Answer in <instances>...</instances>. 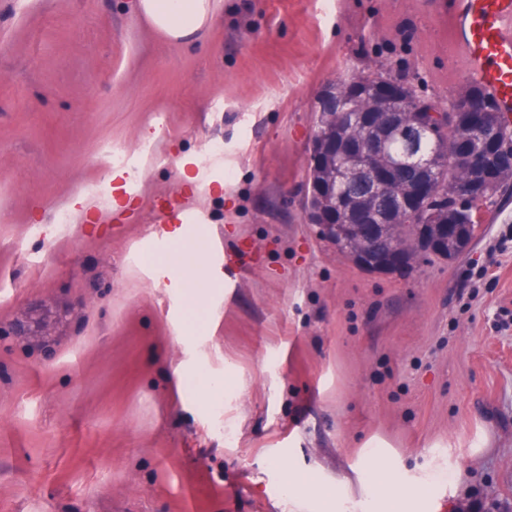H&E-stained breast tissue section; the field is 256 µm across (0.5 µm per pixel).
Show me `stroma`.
Masks as SVG:
<instances>
[{"label": "stroma", "instance_id": "stroma-1", "mask_svg": "<svg viewBox=\"0 0 512 512\" xmlns=\"http://www.w3.org/2000/svg\"><path fill=\"white\" fill-rule=\"evenodd\" d=\"M135 2L0 0V512H288L283 461L319 477L314 512L343 475L356 512H396V473L438 456L447 487L405 512H512V197L466 254L392 274L304 212L327 86L383 67L462 89L449 0H214L182 43ZM92 187L122 206L55 254ZM170 195L236 256L192 334L200 283L159 288L144 231ZM57 223L67 225H63V227L56 225L55 234L51 240V245L54 248L60 244H69L73 238L85 230V224H70V216L65 211L58 213Z\"/></svg>", "mask_w": 512, "mask_h": 512}]
</instances>
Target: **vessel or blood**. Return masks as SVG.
Segmentation results:
<instances>
[{
    "instance_id": "obj_1",
    "label": "vessel or blood",
    "mask_w": 512,
    "mask_h": 512,
    "mask_svg": "<svg viewBox=\"0 0 512 512\" xmlns=\"http://www.w3.org/2000/svg\"><path fill=\"white\" fill-rule=\"evenodd\" d=\"M454 49L460 53L464 74L490 94L506 123L512 124V0H454ZM193 228L203 227L209 242L208 269L227 264L223 240L213 226L186 208L158 212L148 234L164 242L170 220Z\"/></svg>"
}]
</instances>
